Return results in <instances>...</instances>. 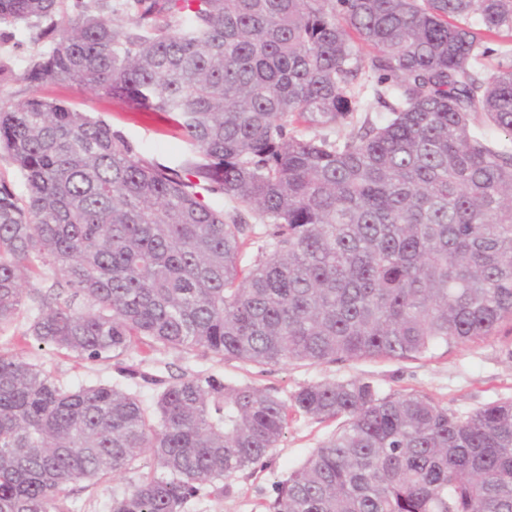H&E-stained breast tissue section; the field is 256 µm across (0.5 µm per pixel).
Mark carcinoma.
Returning a JSON list of instances; mask_svg holds the SVG:
<instances>
[{
  "instance_id": "carcinoma-1",
  "label": "carcinoma",
  "mask_w": 512,
  "mask_h": 512,
  "mask_svg": "<svg viewBox=\"0 0 512 512\" xmlns=\"http://www.w3.org/2000/svg\"><path fill=\"white\" fill-rule=\"evenodd\" d=\"M62 2L0 0V24L49 21L25 79L164 114L193 157L161 166L84 112L0 101V151L27 185L0 181V327L37 270L53 283L25 335L91 361L141 345L413 361L512 322V0ZM376 103L384 123L357 118ZM139 377L160 387L151 408L0 350V512H64L67 484L146 458L110 512H185L278 447L293 411L341 426L269 512H512L511 399L460 416L359 379L288 402Z\"/></svg>"
}]
</instances>
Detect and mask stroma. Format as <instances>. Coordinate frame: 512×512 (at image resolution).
Returning <instances> with one entry per match:
<instances>
[{
    "label": "stroma",
    "mask_w": 512,
    "mask_h": 512,
    "mask_svg": "<svg viewBox=\"0 0 512 512\" xmlns=\"http://www.w3.org/2000/svg\"><path fill=\"white\" fill-rule=\"evenodd\" d=\"M48 45L49 40L42 36L40 28L26 22L0 25V101L14 104L26 99V62ZM39 93L110 125L152 162L176 168L191 154L190 146L162 116L139 111L126 101L92 92L76 83L47 84L41 86ZM27 326L28 313L20 311L12 324L0 329V348L39 365L62 384L117 383L136 392L148 405L153 402L156 388L141 380L144 372L168 381L214 374L230 382L268 390L284 399L312 383L358 378L370 382L382 395H425L461 416L487 403L512 399V325L507 323L496 335L442 346L432 356L416 361L356 359L260 367L234 359L222 360L203 351L186 354L143 345L125 359L126 364L139 370L136 378L118 374L111 360L93 362L60 349L39 346L24 338ZM335 430V421L292 413L278 448L259 464L237 473L223 497L205 498L188 512H268L277 482L303 464ZM134 479V474L129 473L113 485L74 488L65 504L72 512H109L113 486L122 487Z\"/></svg>",
    "instance_id": "obj_1"
}]
</instances>
